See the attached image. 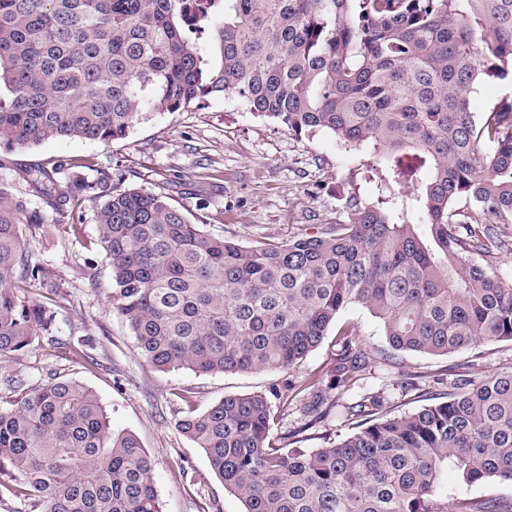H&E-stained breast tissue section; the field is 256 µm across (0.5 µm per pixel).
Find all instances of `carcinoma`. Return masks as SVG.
<instances>
[{
  "instance_id": "carcinoma-1",
  "label": "carcinoma",
  "mask_w": 512,
  "mask_h": 512,
  "mask_svg": "<svg viewBox=\"0 0 512 512\" xmlns=\"http://www.w3.org/2000/svg\"><path fill=\"white\" fill-rule=\"evenodd\" d=\"M512 77V0H0V168L57 139L109 145L150 112L235 96L296 134L363 149L369 194L336 223L246 246L193 224L167 197L93 177L84 159L30 165L44 210L0 185V502L30 512H162L154 464L111 429L98 396L51 374L5 373L56 315L30 287L59 288L22 233L93 205L97 238L70 230L84 267L103 256L107 298L157 370L292 373L346 308L377 318L389 351L446 356L512 342V97L481 116L480 85ZM421 217L414 222V216ZM344 337L334 379L311 372L269 393L227 395L179 432L203 449L246 512H512L467 489L512 482V372L457 373L444 398L375 417L379 395L344 407L355 431L311 451L273 435L272 400L322 419L359 382ZM453 473L457 488L445 491Z\"/></svg>"
}]
</instances>
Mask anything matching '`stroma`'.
<instances>
[{"mask_svg":"<svg viewBox=\"0 0 512 512\" xmlns=\"http://www.w3.org/2000/svg\"><path fill=\"white\" fill-rule=\"evenodd\" d=\"M87 159L120 175L121 187H142L167 196L195 224L243 245L285 242L336 221L342 198L360 186L358 151L344 148L325 131L295 135L277 121L254 116L234 96L205 98L185 112H155L136 123L128 137L104 146L82 140H52L18 153L17 162L48 164ZM70 218L43 225L31 245L64 286L55 296L54 340L39 339L11 364L20 377L53 373L85 384L99 397L115 431L134 433L155 465L163 512H246L210 470L203 449L175 427L183 398L204 410L227 395L265 392L282 381L278 372L199 374L161 372L137 350L130 330L112 309L105 263L97 265L98 287L83 274V253L70 232ZM338 325L370 356L388 350L381 326L367 309L344 310ZM90 342L88 358L68 343ZM470 352L430 356L398 353L390 367L373 366L344 395L352 403L367 393L385 399L391 415L421 405L420 391L451 390L454 367L472 361V377L512 370V343ZM415 377V389L404 388Z\"/></svg>","mask_w":512,"mask_h":512,"instance_id":"stroma-1","label":"stroma"}]
</instances>
